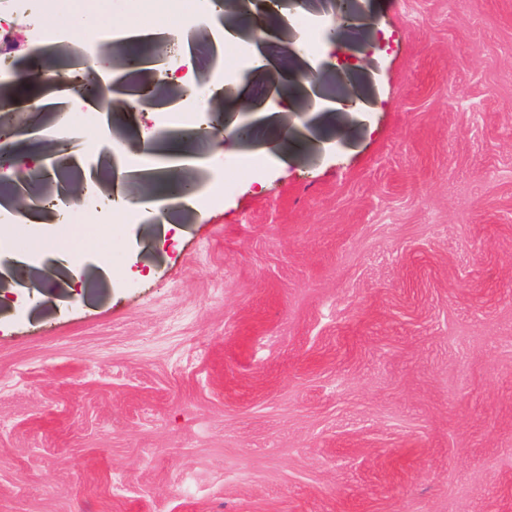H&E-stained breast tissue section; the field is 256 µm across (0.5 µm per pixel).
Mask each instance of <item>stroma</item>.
Segmentation results:
<instances>
[{
    "label": "stroma",
    "mask_w": 512,
    "mask_h": 512,
    "mask_svg": "<svg viewBox=\"0 0 512 512\" xmlns=\"http://www.w3.org/2000/svg\"><path fill=\"white\" fill-rule=\"evenodd\" d=\"M134 15L59 0L58 45ZM329 19L306 0L270 52ZM196 29L199 100L268 87ZM330 58L344 111L266 95L261 141L209 139L192 222L111 223L95 154L48 183L104 216L0 283V512H512V0H360ZM137 115L87 118L132 144Z\"/></svg>",
    "instance_id": "1"
}]
</instances>
